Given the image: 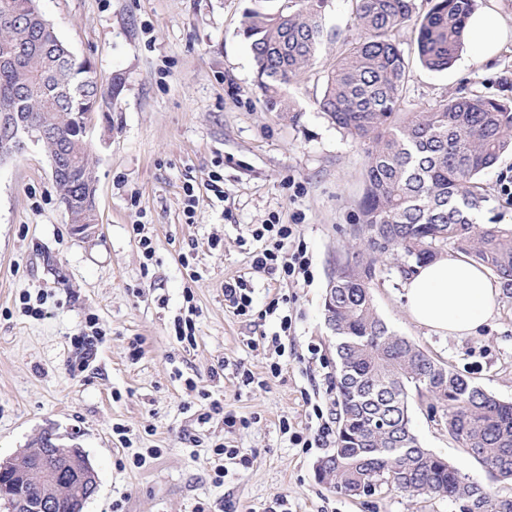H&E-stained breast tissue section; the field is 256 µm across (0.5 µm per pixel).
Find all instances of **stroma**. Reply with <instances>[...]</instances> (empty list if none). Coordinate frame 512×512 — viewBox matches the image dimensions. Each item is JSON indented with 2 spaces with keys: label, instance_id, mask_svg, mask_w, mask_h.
<instances>
[{
  "label": "stroma",
  "instance_id": "stroma-1",
  "mask_svg": "<svg viewBox=\"0 0 512 512\" xmlns=\"http://www.w3.org/2000/svg\"><path fill=\"white\" fill-rule=\"evenodd\" d=\"M250 0H39L45 18L101 85L121 83L106 115L88 133L97 183V232L75 234L60 203L49 160L29 145L0 161V461L33 447L43 432L58 445L84 449L98 489L83 512H261L284 496L290 512H459L445 498H411L394 487L356 498L316 477L328 447L296 448L280 429L288 420L309 430V402L337 418L336 340L324 298L337 263L357 244L351 226L364 192L366 153L343 137L316 104L328 68L355 37L352 0H325L324 22L336 31L318 61L292 81L294 116L268 108L242 34ZM393 39L404 52L408 81L400 109L429 110L462 94L512 101V41L490 62L459 54L445 71L422 68L412 27ZM512 168L501 156L481 182L489 197L482 221L512 226V205L497 177ZM224 177V196L207 188ZM198 198L193 220L183 214L184 189ZM300 219L312 258L309 282L278 283L251 267L252 229L271 217ZM153 243L145 264L133 225ZM244 277L253 290L249 315L224 304V282ZM377 313L398 335L494 396L512 401V301L496 299V314L471 336H440L409 317L404 280L394 261L377 265L370 284ZM199 309L196 345L172 334L187 311L186 291ZM46 294L45 315L22 314L23 293ZM294 321L282 370L271 376L264 340L279 330L267 315L271 298ZM106 335L82 374L71 338L87 318ZM321 356L313 358L310 346ZM225 370H218L219 362ZM257 379L241 386L236 364ZM250 420L227 433L221 418L199 425L205 399ZM411 426L425 448L471 480L489 483L486 469L442 426L429 400L408 392ZM132 445L123 448L113 426ZM225 444L252 454L250 469L213 481L211 449ZM139 448L162 454L137 469Z\"/></svg>",
  "mask_w": 512,
  "mask_h": 512
}]
</instances>
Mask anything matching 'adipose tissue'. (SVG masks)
<instances>
[{"instance_id": "ef3b65f1", "label": "adipose tissue", "mask_w": 512, "mask_h": 512, "mask_svg": "<svg viewBox=\"0 0 512 512\" xmlns=\"http://www.w3.org/2000/svg\"><path fill=\"white\" fill-rule=\"evenodd\" d=\"M466 38L474 61L485 62L512 38V29L485 9L471 15ZM404 299L418 325L443 336H469L493 317L496 288L483 268L451 252L419 266L405 284Z\"/></svg>"}]
</instances>
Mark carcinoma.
<instances>
[{
	"label": "carcinoma",
	"instance_id": "carcinoma-1",
	"mask_svg": "<svg viewBox=\"0 0 512 512\" xmlns=\"http://www.w3.org/2000/svg\"><path fill=\"white\" fill-rule=\"evenodd\" d=\"M245 13L258 87L268 107L293 111L286 88L316 63L322 43L336 36L324 24L325 0H253ZM36 0H0V55L18 64L0 69V100L44 123V152L70 174L57 182L74 224L97 221L86 193L94 157L84 135L86 114L101 110L120 83L102 90L86 62L63 61L54 27ZM475 0H355L357 38L327 71L319 107L345 136L366 147V189L359 223L369 226L363 251L330 281L324 310L336 336V390L341 415L336 448L316 466L319 482L349 495L393 486L411 497L462 503V512H512V499L470 481L421 446L408 414V387L434 401L448 433L496 482L512 483V402L503 401L395 334L376 313L370 292L376 263L399 253L402 277L450 246L485 266L512 300V228L478 224L487 196L480 178L512 152V102L485 95L453 97L436 108L399 112L407 82L404 53L392 33L417 31L420 63L448 69L464 45ZM0 493H38L20 470L0 472Z\"/></svg>",
	"mask_w": 512,
	"mask_h": 512
}]
</instances>
